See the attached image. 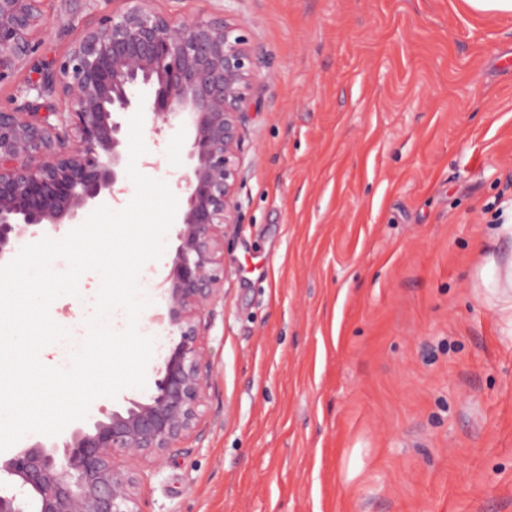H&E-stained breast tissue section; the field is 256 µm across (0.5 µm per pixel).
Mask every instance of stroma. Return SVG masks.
<instances>
[{"label": "stroma", "mask_w": 512, "mask_h": 512, "mask_svg": "<svg viewBox=\"0 0 512 512\" xmlns=\"http://www.w3.org/2000/svg\"><path fill=\"white\" fill-rule=\"evenodd\" d=\"M119 0H47L14 107ZM244 23L257 58L239 232L207 338L201 442L143 512H512V15L466 0H155ZM167 184L191 128L143 123ZM100 287L50 307L86 335Z\"/></svg>", "instance_id": "obj_1"}]
</instances>
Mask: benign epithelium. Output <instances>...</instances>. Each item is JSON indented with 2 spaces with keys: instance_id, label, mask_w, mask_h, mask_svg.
I'll use <instances>...</instances> for the list:
<instances>
[{
  "instance_id": "1",
  "label": "benign epithelium",
  "mask_w": 512,
  "mask_h": 512,
  "mask_svg": "<svg viewBox=\"0 0 512 512\" xmlns=\"http://www.w3.org/2000/svg\"><path fill=\"white\" fill-rule=\"evenodd\" d=\"M46 0H0V83L38 49ZM73 40L27 96L0 109V265L15 245L59 233L117 191L127 151L123 119L152 92L157 132L194 129L178 245L161 283L162 323L173 337L154 391L121 410L105 406L66 433L0 458V512H142L145 477L204 436L212 375L206 352L224 298V242L238 232L243 118L256 58L242 22L200 14L179 21L152 0H122ZM64 99V107L45 104Z\"/></svg>"
}]
</instances>
